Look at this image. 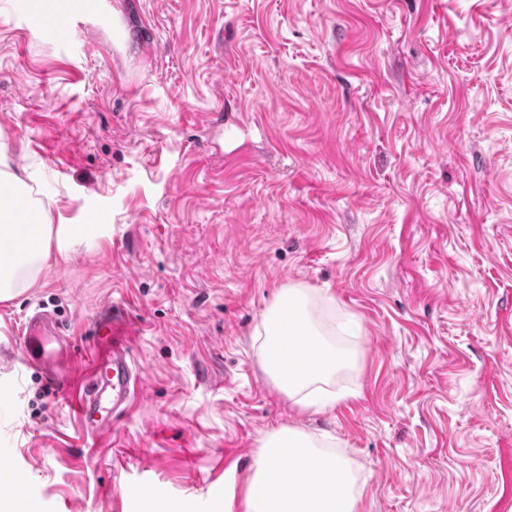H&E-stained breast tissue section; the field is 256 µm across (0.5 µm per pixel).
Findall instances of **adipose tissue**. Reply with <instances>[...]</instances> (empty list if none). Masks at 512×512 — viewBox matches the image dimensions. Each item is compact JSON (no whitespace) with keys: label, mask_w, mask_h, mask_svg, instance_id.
Returning a JSON list of instances; mask_svg holds the SVG:
<instances>
[{"label":"adipose tissue","mask_w":512,"mask_h":512,"mask_svg":"<svg viewBox=\"0 0 512 512\" xmlns=\"http://www.w3.org/2000/svg\"><path fill=\"white\" fill-rule=\"evenodd\" d=\"M25 169L14 167L0 143V197L25 203L24 212L0 207V301L13 300L35 287L50 258L53 226L41 200L26 182ZM330 300L308 289H281L255 330L259 366L273 387L300 410L320 412L335 404L330 386L356 367L344 353L335 328L317 315ZM308 338L307 353L317 361L313 373L294 370L299 361L289 342L292 332ZM243 491L244 512H358L361 490L349 460L322 451L317 439L295 426L264 434Z\"/></svg>","instance_id":"adipose-tissue-1"}]
</instances>
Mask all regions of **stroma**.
Returning <instances> with one entry per match:
<instances>
[{"mask_svg": "<svg viewBox=\"0 0 512 512\" xmlns=\"http://www.w3.org/2000/svg\"><path fill=\"white\" fill-rule=\"evenodd\" d=\"M21 2L0 0V135L69 232L0 301L10 512H131L140 483L223 512L284 425L358 467L359 512L512 503V0H112L91 48ZM292 285L334 299L359 358L315 415L253 343ZM115 304L145 386L93 435L17 329L53 311L78 373Z\"/></svg>", "mask_w": 512, "mask_h": 512, "instance_id": "35a3bbf8", "label": "stroma"}]
</instances>
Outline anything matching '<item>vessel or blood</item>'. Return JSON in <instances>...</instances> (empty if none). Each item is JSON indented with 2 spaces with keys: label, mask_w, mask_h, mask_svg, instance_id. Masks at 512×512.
<instances>
[{
  "label": "vessel or blood",
  "mask_w": 512,
  "mask_h": 512,
  "mask_svg": "<svg viewBox=\"0 0 512 512\" xmlns=\"http://www.w3.org/2000/svg\"><path fill=\"white\" fill-rule=\"evenodd\" d=\"M39 17L44 27L65 32L71 41L86 43L90 19L107 20V0H45ZM127 312L113 306L111 313L93 323L95 335L111 338L107 353L94 355L76 396L75 411L83 426L94 434L109 430L114 417L124 413L141 393L145 376L132 349L119 340ZM72 348L58 317L44 308L32 309L24 318L18 338L22 363L52 383L63 378L64 360Z\"/></svg>",
  "instance_id": "vessel-or-blood-1"
}]
</instances>
